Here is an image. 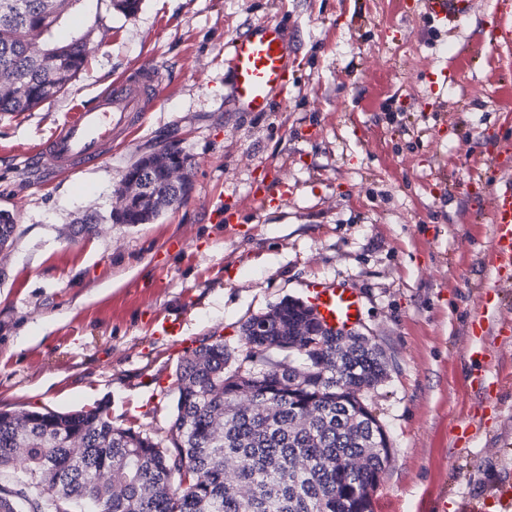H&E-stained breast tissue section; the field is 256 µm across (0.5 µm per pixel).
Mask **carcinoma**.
Instances as JSON below:
<instances>
[{
  "label": "carcinoma",
  "mask_w": 512,
  "mask_h": 512,
  "mask_svg": "<svg viewBox=\"0 0 512 512\" xmlns=\"http://www.w3.org/2000/svg\"><path fill=\"white\" fill-rule=\"evenodd\" d=\"M72 2L0 0V112L35 109L85 68L84 39L48 41L41 60L16 40L25 27L50 33ZM307 318L300 301L286 299L247 319L246 354L233 369L223 339L202 345L179 368L168 427L154 432L113 425L105 403L24 420L1 409L0 512H79L90 503L85 512H373L390 441L347 390L383 382V356L358 336L344 350L341 336L276 335L277 323ZM258 319L267 335H247ZM241 387L255 393L249 414L236 406ZM352 457L365 466L349 469ZM238 485L251 487V500Z\"/></svg>",
  "instance_id": "1"
}]
</instances>
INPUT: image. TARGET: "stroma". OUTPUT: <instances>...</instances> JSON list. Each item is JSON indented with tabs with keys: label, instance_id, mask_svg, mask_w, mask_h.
Returning <instances> with one entry per match:
<instances>
[{
	"label": "stroma",
	"instance_id": "1",
	"mask_svg": "<svg viewBox=\"0 0 512 512\" xmlns=\"http://www.w3.org/2000/svg\"><path fill=\"white\" fill-rule=\"evenodd\" d=\"M421 0H74L53 39L84 38L88 65L29 112L0 113V409L67 412L108 402L114 425L166 426L177 369L315 282L355 289L358 328L387 377L366 398L392 448L375 512H501L512 484V335L500 418L465 448L449 432L470 408L468 320L489 287L488 161L512 169V0H474L452 34ZM278 24L293 76L266 112H237L224 48ZM160 73L157 107L101 160L45 177L24 164L78 106L119 77ZM446 72L444 85L431 77ZM173 144L192 195L152 224H116L114 190L138 158ZM95 216L92 232L78 221ZM181 323L161 336L164 318Z\"/></svg>",
	"mask_w": 512,
	"mask_h": 512
}]
</instances>
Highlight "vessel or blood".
<instances>
[{"label":"vessel or blood","mask_w":512,"mask_h":512,"mask_svg":"<svg viewBox=\"0 0 512 512\" xmlns=\"http://www.w3.org/2000/svg\"><path fill=\"white\" fill-rule=\"evenodd\" d=\"M432 21L444 29H453L471 11L472 0H424ZM230 70V101L240 112H263L274 94L290 83V60L280 27L263 22L246 34L232 38L225 47ZM159 76L144 70L120 79L104 89L95 103L75 113L71 121L58 129L32 158L47 161L56 170H72L101 157L102 147L113 134L128 128L136 113L157 106L159 97L152 91ZM498 189L492 200L490 222L493 236L481 260L495 281L482 291L470 314L467 354L479 359L480 368L470 382L476 401L496 410L503 379L497 370V343L512 329V322L501 316L497 283L512 279V177L495 170ZM306 303L322 320L350 327L361 316L358 293L342 285L316 283L306 291Z\"/></svg>","instance_id":"obj_1"}]
</instances>
